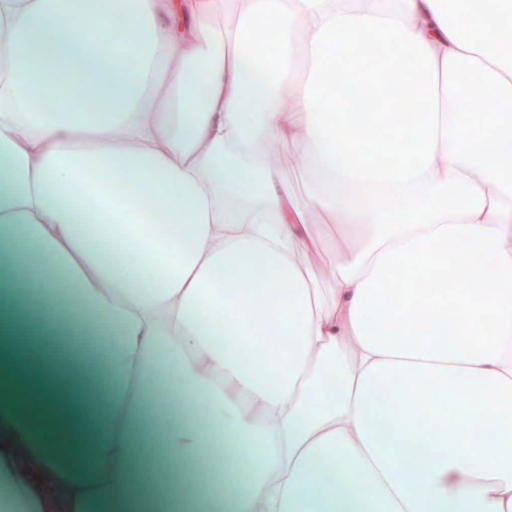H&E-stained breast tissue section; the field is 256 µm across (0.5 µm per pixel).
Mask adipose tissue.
<instances>
[{"label":"adipose tissue","mask_w":512,"mask_h":512,"mask_svg":"<svg viewBox=\"0 0 512 512\" xmlns=\"http://www.w3.org/2000/svg\"><path fill=\"white\" fill-rule=\"evenodd\" d=\"M209 2L0 0V512H512V0ZM270 143L265 148V160L266 162L276 168L282 167H301L302 161L298 156L285 154L290 151L288 144ZM281 178L288 183L296 199L303 204L308 206V200L305 194V185L307 181V172L300 169L282 168L280 169ZM310 224L312 231L323 242L324 247L319 256L330 261L333 265L336 264V248L334 243L337 242L340 234V226L333 223V220L324 214L315 210L310 211Z\"/></svg>","instance_id":"ef3b65f1"}]
</instances>
